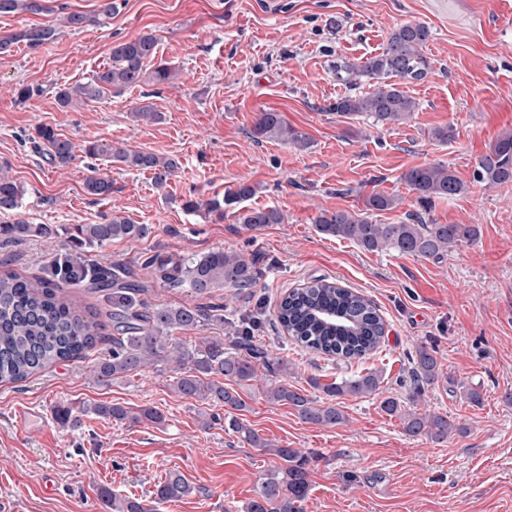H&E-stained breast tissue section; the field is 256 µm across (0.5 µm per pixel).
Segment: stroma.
Returning a JSON list of instances; mask_svg holds the SVG:
<instances>
[{
	"mask_svg": "<svg viewBox=\"0 0 512 512\" xmlns=\"http://www.w3.org/2000/svg\"><path fill=\"white\" fill-rule=\"evenodd\" d=\"M99 2L44 0L41 13L0 17V39L11 40L0 52V166L25 188L17 220L58 230L49 239L0 237V268L48 278L76 254L73 225L116 214L149 225V237L115 240L84 258L91 267L124 265L125 281L140 285L150 306H223V322L178 331L177 342L218 337L231 351L234 335L257 317L253 343L293 365L295 387L374 370L386 395L465 426L441 444L412 438L375 396L342 399L343 424L313 425L290 406L268 403L263 382L253 383L242 391L247 406L239 419L276 445L314 456L306 512H512V185L488 187L473 177L478 158L512 133V0H117L107 26L75 31L61 24L64 12L93 15ZM408 22L432 32L423 49L428 75L403 86L418 103L412 118L379 129L367 117L330 111L348 92L337 61L376 55L388 33ZM33 25L55 27L52 43L33 51L13 41ZM146 33L158 41V59L175 70L172 84L115 91L75 112L58 106L56 87L88 81L111 64L113 43ZM27 84L43 93L22 104L14 90ZM143 101L159 121L134 118ZM265 111L280 113L307 148L255 135ZM39 125L77 145L104 139L175 158L179 167L160 188L150 173L81 153L61 171L30 140ZM446 126L451 139L433 140L432 129ZM422 165L448 166L464 192L422 208L402 179ZM93 174L111 178V197L86 194ZM241 182L256 187L248 207L277 209L282 223L250 230L231 213L184 208ZM376 192L394 199L376 213L378 223L419 214L430 224L476 225L479 235L436 262L368 253L317 232L321 211H360ZM212 250L254 255V286L197 296L157 283L144 264L156 253ZM318 278L377 306L386 333L374 355L331 360L299 347L279 326L281 298ZM422 347L438 360V378L429 383L414 374L412 357ZM111 351L106 339L86 358L0 384V512H109L101 488L148 501L171 470L193 492L159 512H241L272 456L223 423L204 426L215 406L176 392L171 372L151 368L96 381L90 367ZM465 386L481 392V405L461 398ZM80 401L150 405L164 420L56 421V406ZM22 408L34 411L29 422L19 419Z\"/></svg>",
	"mask_w": 512,
	"mask_h": 512,
	"instance_id": "obj_1",
	"label": "stroma"
}]
</instances>
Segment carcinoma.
I'll return each instance as SVG.
<instances>
[{"label":"carcinoma","instance_id":"obj_1","mask_svg":"<svg viewBox=\"0 0 512 512\" xmlns=\"http://www.w3.org/2000/svg\"><path fill=\"white\" fill-rule=\"evenodd\" d=\"M116 8V0H102L97 15L69 12L64 15L65 24L74 30L100 25L112 18ZM43 10L42 0H0L1 16L36 14ZM54 35L55 29L51 27H30L0 39V49L21 40L29 48L38 49L48 44ZM431 37L427 26L408 22L388 34L378 54L358 64L344 62L336 65L337 76L346 83L354 85L365 80L373 83L374 89L365 94L338 97L330 109L344 115H365L379 128L410 119L417 110V103L399 89L400 81H418L427 76L430 64L421 49ZM156 53L157 40L149 33L114 44L112 64L98 70L87 82L56 88L58 105L69 110L102 99L114 90L145 83L171 84L174 74L168 66L159 64L150 72L144 68V63L155 59ZM255 132L299 147L308 145L307 139L288 127L278 112L262 113ZM32 140L40 143L42 156L55 168H66L76 158V146L61 138L50 126L36 127ZM82 151L91 158H104L128 168L148 171L153 174L158 187L166 184L178 167L174 159L129 151L99 139L86 142ZM474 179L488 185L512 184L511 133L497 139L488 152L478 158ZM403 180L426 208L437 199L452 198L464 191V183L443 165L411 167L404 173ZM84 188L94 198H107L112 194V180L91 175ZM24 194V189L0 167V214L20 208ZM254 194L255 187L242 182L225 192L221 199L205 202L191 199L184 207L192 212L230 208L237 214V223L249 229L281 223L282 216L274 208L239 207ZM393 203L392 197L375 193L366 199L364 211L358 214L346 210L322 211L314 224L321 235L346 239L366 252L389 250L438 262L447 257L452 248L474 240L478 235V228L473 224H427L418 219L398 224L373 222L372 212L390 209ZM54 233L48 224H0V236L14 240L31 236L49 238ZM149 233L146 224H134L124 217L114 216L101 224H76L71 229L70 238L74 247L81 250L101 248L115 239L144 238ZM69 266L71 272L50 281L30 280L9 269L0 270L1 383L23 382L56 363L77 358L102 335L105 325L95 315L86 316L72 305L63 288L87 276L97 284L110 285L111 273L106 269L88 268L80 253L69 261ZM147 266L158 282L186 286L199 295L223 287L241 291L255 282V258L224 250L178 257L157 254L149 258ZM127 289L126 285L120 287L112 299L110 317L117 335L112 337L111 355L99 362L93 371L100 382L114 381L164 362L175 374L174 387L179 394L211 401L229 410H244L246 401L238 387L261 378L269 384L267 400L291 406L306 423L334 427L345 422L339 399L377 395L381 411L399 418L410 437H426L439 444L447 441L452 433L464 431V427L446 415L417 413L404 407L399 399L382 395L381 377L376 372L326 384L314 378L310 384L323 397L313 398L288 383V375L293 373L288 362L270 360L266 354L249 348L248 336L235 337V344L245 350L243 354L224 351L222 339L206 338L191 347L174 344L171 341L173 332L215 317L220 319L222 315L215 316L198 306L138 312L134 310V298ZM277 320L284 332L305 349L346 360L363 359L373 354L385 333L384 320L369 300L359 292L325 278L315 279L284 296L278 306ZM414 365L422 380L427 382L436 378L438 361L432 351L419 349ZM214 376L224 378V382L212 381ZM88 413L117 423L160 424L164 420L157 408L147 405L136 410L118 403L88 406L80 402L56 407L57 418L73 426ZM224 429L235 433L250 447L274 457V464L259 476L254 497L244 512H304L310 492L311 457L297 448L275 445L230 413L224 416ZM192 492L193 488L182 474L170 472L157 487L156 502H172ZM101 497L112 512H154L143 501L117 497L107 488L101 490Z\"/></svg>","mask_w":512,"mask_h":512}]
</instances>
